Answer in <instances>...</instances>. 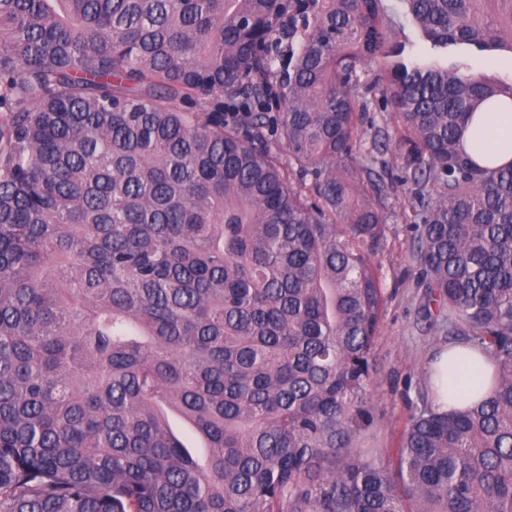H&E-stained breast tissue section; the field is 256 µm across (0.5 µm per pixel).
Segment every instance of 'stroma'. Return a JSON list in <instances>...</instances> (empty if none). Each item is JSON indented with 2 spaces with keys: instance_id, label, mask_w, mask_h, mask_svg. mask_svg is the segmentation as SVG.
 <instances>
[{
  "instance_id": "stroma-1",
  "label": "stroma",
  "mask_w": 512,
  "mask_h": 512,
  "mask_svg": "<svg viewBox=\"0 0 512 512\" xmlns=\"http://www.w3.org/2000/svg\"><path fill=\"white\" fill-rule=\"evenodd\" d=\"M410 202L408 184L392 181L385 242L374 257L387 300L374 349L375 381L370 398L376 444L385 458L394 454L407 418L427 398L429 353L445 341L418 318L421 290L410 258Z\"/></svg>"
}]
</instances>
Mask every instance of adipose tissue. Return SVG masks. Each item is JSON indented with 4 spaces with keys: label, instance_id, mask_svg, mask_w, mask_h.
I'll return each mask as SVG.
<instances>
[{
    "label": "adipose tissue",
    "instance_id": "adipose-tissue-1",
    "mask_svg": "<svg viewBox=\"0 0 512 512\" xmlns=\"http://www.w3.org/2000/svg\"><path fill=\"white\" fill-rule=\"evenodd\" d=\"M475 124L481 128L483 139L497 142L500 146L496 164L512 162V112H482L475 116ZM495 370L490 355L479 350L460 351L448 344L436 348L429 363L428 391L433 404L448 405L452 402L467 405L482 398ZM466 374L471 379V393L452 398L448 386L451 372Z\"/></svg>",
    "mask_w": 512,
    "mask_h": 512
}]
</instances>
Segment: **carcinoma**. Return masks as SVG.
Segmentation results:
<instances>
[{"instance_id": "obj_1", "label": "carcinoma", "mask_w": 512, "mask_h": 512, "mask_svg": "<svg viewBox=\"0 0 512 512\" xmlns=\"http://www.w3.org/2000/svg\"><path fill=\"white\" fill-rule=\"evenodd\" d=\"M399 2L432 59L385 0H0V512H512V163L462 144L512 81L447 60L512 50V0ZM374 101L418 314L497 362L388 461ZM367 116L368 123L364 125V129H367L368 133L362 138V148L366 151L368 148H371V136L375 130H381L386 148H384V154L379 156V160L389 166L388 169L393 173L394 177L397 174H401L398 169L401 166L399 140L403 133L399 128L396 118L391 112H374V105ZM370 121L373 124L372 130H370ZM170 422L175 434L188 448H193L194 452L198 455L204 454L206 449L204 448L203 441L188 423L177 415H170Z\"/></svg>"}]
</instances>
